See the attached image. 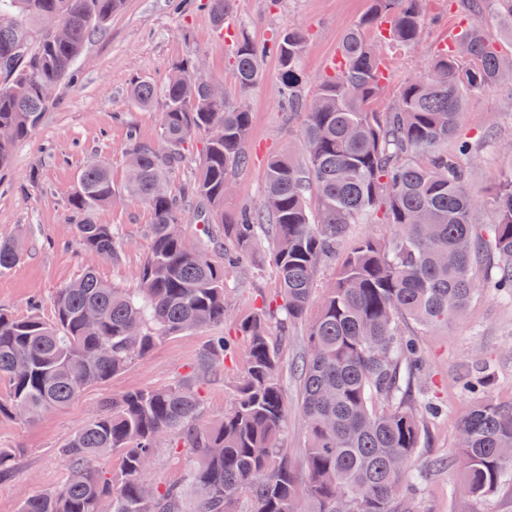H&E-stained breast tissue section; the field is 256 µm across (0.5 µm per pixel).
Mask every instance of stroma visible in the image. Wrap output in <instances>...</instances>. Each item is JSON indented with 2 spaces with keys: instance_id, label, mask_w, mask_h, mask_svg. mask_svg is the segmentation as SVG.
Segmentation results:
<instances>
[{
  "instance_id": "obj_1",
  "label": "stroma",
  "mask_w": 512,
  "mask_h": 512,
  "mask_svg": "<svg viewBox=\"0 0 512 512\" xmlns=\"http://www.w3.org/2000/svg\"><path fill=\"white\" fill-rule=\"evenodd\" d=\"M369 7V0H233L231 19L219 29L194 0L183 7L177 0H124L122 9L86 43L77 62V82L58 86L56 100L46 109L42 123L16 146L10 163L0 168V236L16 237L24 248L22 260L0 274V306L25 317L31 313L30 300L39 296L44 300L41 317H50L56 290L88 270L116 287H137L149 248L144 229L152 221L141 198L123 194L94 215L96 223L113 225L124 241L119 260L112 263L82 251L76 244L75 228L66 219L68 197L89 161L109 164L113 182L122 184L128 130L136 129L147 140L158 136L164 100L156 98L145 107L133 104L128 91L135 81L148 79L160 87L187 56L204 61L206 76L252 114L249 164L234 177L225 207L232 212L256 207L261 203L269 159L289 149L299 150L300 120L281 108L273 55L261 57L259 83L245 90L239 87L232 54L237 38L248 34L260 49L273 33L289 28L305 32L302 67L307 77L305 90L310 93L314 78L335 60L344 33ZM428 10L440 17L441 24L426 32L417 48L395 55L379 108L395 102L403 83L424 72L436 47L450 39L463 22L454 0H428ZM462 123L468 134L493 125L501 137L512 140V86L468 94ZM511 166V152L483 150L470 161L468 184L474 194L485 195L498 173ZM228 283L225 322L230 325L262 298L276 294L269 247L260 248L250 268L230 272ZM206 336L202 329L167 338L126 372L85 388L69 405L36 421L0 418V448L16 452L13 472L0 477V512H19L25 499L60 487L66 477L60 450L74 432L101 415L112 396L166 385L187 375ZM421 343L424 368L413 380L411 391L441 401L445 412L428 422L416 451L419 483L409 504L411 512H512L511 483L474 500L461 492L455 472L435 465L458 446V420L470 403L459 388L460 376L491 364L496 370L492 395L502 401L512 399V306L479 295L460 321L422 336ZM240 372L237 366L220 368L201 381L197 391L206 418L223 417ZM283 387L290 412L280 445L299 471L307 433L295 411L300 400L297 376L284 372Z\"/></svg>"
}]
</instances>
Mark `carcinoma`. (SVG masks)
<instances>
[{"mask_svg":"<svg viewBox=\"0 0 512 512\" xmlns=\"http://www.w3.org/2000/svg\"><path fill=\"white\" fill-rule=\"evenodd\" d=\"M123 0H0V166L15 145L41 123L49 92L76 72L96 27ZM216 27L232 14V0H207ZM468 26L437 47L424 74L399 89L385 112L376 103L393 49L419 44L434 18L427 0H371L368 12L342 37L330 70L305 95L306 36L288 29L272 37L282 100L302 117L304 156L270 158L262 203L224 210V185L248 166L251 113L210 93L212 81L198 59L178 63L162 89L135 82L139 106L164 98L159 135H129L127 178L112 182L107 164L94 161L77 177L67 219L86 251L118 260L124 243L97 209L129 191L149 206L148 255L134 290L115 288L88 270L58 289L52 317H18L0 308V416L34 420L69 404L87 386L104 384L169 336L224 327L226 273L245 267L258 245L272 248L277 294L235 325L246 341L243 373L224 419L208 422L194 386L131 390L106 401L97 419L77 429L61 449L67 478L50 493L26 499L20 512H183L188 491L193 512H399L415 491L413 461L434 401L410 398L411 375L422 348L405 328L445 327L471 301L490 292L512 302V172L494 183L487 203L468 188L465 160L475 144L494 149L502 140L489 126L472 142L460 132L465 95L512 81V55L495 45L485 16L512 18V0H458ZM63 31L57 36V31ZM244 88L260 79L256 48L241 36L233 48ZM204 136L199 174L183 195L168 179ZM203 226L224 228L222 261L202 234L186 242L187 211ZM382 219L387 239L365 238L350 247L335 280L322 291L316 271L352 224ZM14 239L0 237V273L21 260ZM88 307L95 323L84 320ZM315 312H310V309ZM307 321L305 351L293 366L302 382L299 410L307 430L304 476L291 467L279 440L288 421L282 385L281 334ZM237 357L235 341L220 331L208 337L192 374L208 377ZM491 376L480 370L462 382L472 399L460 423L461 448L436 466L454 469L466 494L487 497L512 480V401L489 395ZM191 451L184 482L164 487L150 479L163 440ZM120 459L107 478L99 461Z\"/></svg>","mask_w":512,"mask_h":512,"instance_id":"cac0c4a2","label":"carcinoma"}]
</instances>
